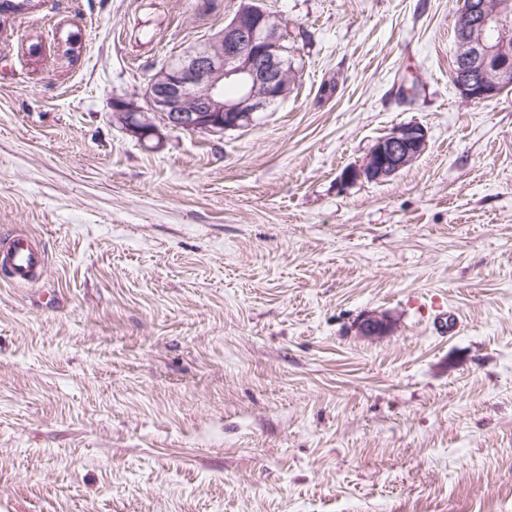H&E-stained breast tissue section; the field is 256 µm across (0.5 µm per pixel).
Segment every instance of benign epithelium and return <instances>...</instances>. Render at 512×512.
<instances>
[{
    "mask_svg": "<svg viewBox=\"0 0 512 512\" xmlns=\"http://www.w3.org/2000/svg\"><path fill=\"white\" fill-rule=\"evenodd\" d=\"M452 79L460 97L481 103L512 89V3L460 0L454 34ZM280 26L270 13L240 0L224 29L163 65L149 79L147 104L112 99L113 119L136 138H161L160 127L222 134L246 128L255 115L288 97L292 71ZM427 146L417 124L381 137L361 165L346 176L383 181L416 161ZM384 316L358 323L360 335H386Z\"/></svg>",
    "mask_w": 512,
    "mask_h": 512,
    "instance_id": "1",
    "label": "benign epithelium"
}]
</instances>
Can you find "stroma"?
Masks as SVG:
<instances>
[{"instance_id":"1","label":"stroma","mask_w":512,"mask_h":512,"mask_svg":"<svg viewBox=\"0 0 512 512\" xmlns=\"http://www.w3.org/2000/svg\"><path fill=\"white\" fill-rule=\"evenodd\" d=\"M260 2L288 97L158 143L113 97L239 0L0 17V241L48 254L0 277V512H512V92L460 98L458 0ZM427 146V132L417 124L398 126L381 137L361 165L346 173L347 177L383 181L416 161ZM42 247L24 235H15L0 253V264L5 262L11 271L7 278L12 284L30 283L46 266Z\"/></svg>"}]
</instances>
